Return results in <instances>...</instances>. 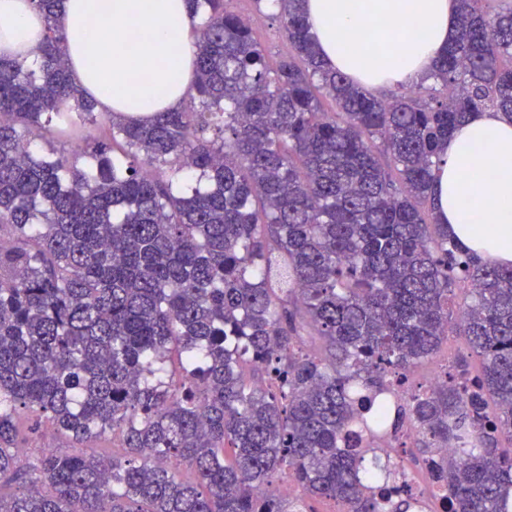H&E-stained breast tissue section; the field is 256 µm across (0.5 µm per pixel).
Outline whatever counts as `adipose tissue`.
<instances>
[{
    "instance_id": "obj_1",
    "label": "adipose tissue",
    "mask_w": 512,
    "mask_h": 512,
    "mask_svg": "<svg viewBox=\"0 0 512 512\" xmlns=\"http://www.w3.org/2000/svg\"><path fill=\"white\" fill-rule=\"evenodd\" d=\"M321 59L373 93L420 80L456 35V0H305ZM186 0H62L69 66L102 106L144 122L177 109L193 78ZM106 33L102 52L92 29ZM45 35L29 0H0V56L32 57ZM438 223L493 263L512 265V121L469 113L444 144L433 184Z\"/></svg>"
}]
</instances>
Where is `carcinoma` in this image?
<instances>
[{"label": "carcinoma", "instance_id": "cac0c4a2", "mask_svg": "<svg viewBox=\"0 0 512 512\" xmlns=\"http://www.w3.org/2000/svg\"><path fill=\"white\" fill-rule=\"evenodd\" d=\"M61 2L32 0L37 68L0 58V482L49 487L0 512H293L253 493L275 475L307 512H414L371 454L405 421L447 512H512V267L431 201L467 114L512 119V5L457 0L429 80L377 97L325 67L304 0H255L291 47L274 67L227 0H187L189 106L137 123L72 82ZM51 122L80 150L36 153ZM455 330L479 373L383 401ZM23 417L73 449L28 467ZM109 430L119 456L89 445Z\"/></svg>", "mask_w": 512, "mask_h": 512}]
</instances>
